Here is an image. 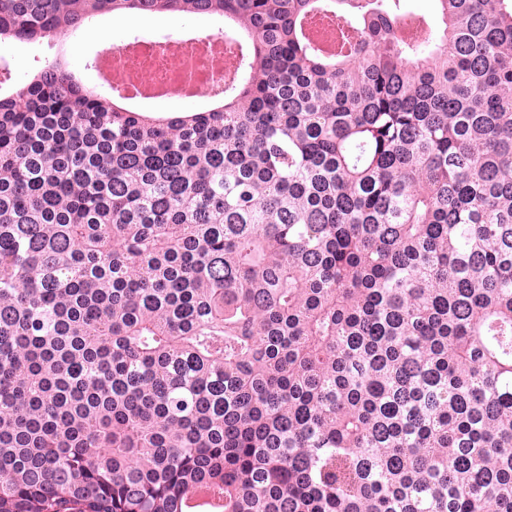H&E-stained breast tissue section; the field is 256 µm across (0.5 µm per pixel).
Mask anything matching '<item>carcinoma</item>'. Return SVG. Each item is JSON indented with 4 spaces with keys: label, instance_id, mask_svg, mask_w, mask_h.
<instances>
[{
    "label": "carcinoma",
    "instance_id": "1",
    "mask_svg": "<svg viewBox=\"0 0 512 512\" xmlns=\"http://www.w3.org/2000/svg\"><path fill=\"white\" fill-rule=\"evenodd\" d=\"M433 2L0 0V512H512V0ZM169 14L208 109L12 77ZM111 17L97 18L100 24L85 28L67 41H50L51 48L45 46L40 57L43 63L52 62L59 58H66L71 66L83 75L91 85L95 87L98 83L95 71L85 70L84 66L88 60L97 56L104 48H112L113 45L121 42H129L134 37L149 39L168 34H201L204 31L219 27L220 25L201 17L185 16H158L139 20L135 26L121 29L113 27L109 23ZM177 21V28L172 24ZM75 52H72L74 47ZM188 65L201 75L202 85L208 90L217 84H223L225 68H214L207 57L202 55L192 56L188 60Z\"/></svg>",
    "mask_w": 512,
    "mask_h": 512
}]
</instances>
